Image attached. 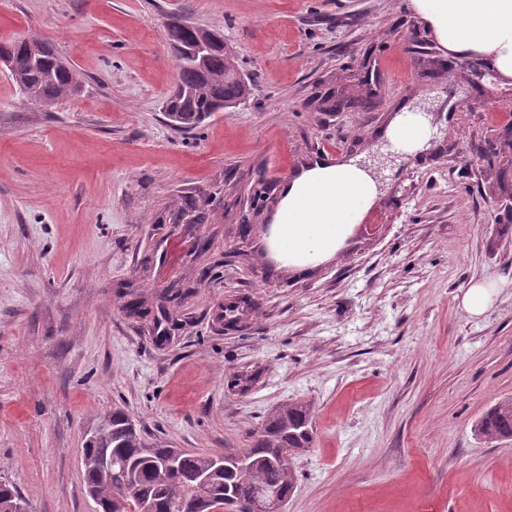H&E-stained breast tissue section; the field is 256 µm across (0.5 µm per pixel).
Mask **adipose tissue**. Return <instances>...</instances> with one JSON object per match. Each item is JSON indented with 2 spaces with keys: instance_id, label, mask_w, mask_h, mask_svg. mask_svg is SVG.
Returning <instances> with one entry per match:
<instances>
[{
  "instance_id": "ef3b65f1",
  "label": "adipose tissue",
  "mask_w": 512,
  "mask_h": 512,
  "mask_svg": "<svg viewBox=\"0 0 512 512\" xmlns=\"http://www.w3.org/2000/svg\"><path fill=\"white\" fill-rule=\"evenodd\" d=\"M439 47L449 56L485 58L512 81V0H411ZM384 136L412 154L431 138L429 121L403 109ZM380 183L374 169L355 161H322L286 185L272 219L269 248L275 258L304 269L334 258L372 208Z\"/></svg>"
}]
</instances>
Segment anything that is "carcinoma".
<instances>
[{
	"mask_svg": "<svg viewBox=\"0 0 512 512\" xmlns=\"http://www.w3.org/2000/svg\"><path fill=\"white\" fill-rule=\"evenodd\" d=\"M166 39L178 68V83L165 102L169 120L181 129H195L216 112L245 104L250 85L241 77L235 57L225 46H212L199 68L190 55L195 42L180 19L166 29ZM16 59L19 90L39 106L76 97L80 74L49 45L37 56L16 41L0 42V58ZM313 406L307 402L283 404L271 411L251 445L242 453H204L176 448L161 438L144 435L120 408L108 413L86 442L81 457L85 486L93 488L101 512H215L225 498L249 502L269 494L282 512L298 483L289 458L310 448L314 441ZM483 439L512 440V398L498 401L476 424ZM112 455V470L101 468L103 456ZM168 467L167 478L157 480L158 468ZM207 475L205 487L199 478ZM19 491L0 480V512H16Z\"/></svg>",
	"mask_w": 512,
	"mask_h": 512,
	"instance_id": "carcinoma-1",
	"label": "carcinoma"
}]
</instances>
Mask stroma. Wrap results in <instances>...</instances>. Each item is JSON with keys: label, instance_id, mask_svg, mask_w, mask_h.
<instances>
[{"label": "stroma", "instance_id": "1", "mask_svg": "<svg viewBox=\"0 0 512 512\" xmlns=\"http://www.w3.org/2000/svg\"><path fill=\"white\" fill-rule=\"evenodd\" d=\"M173 14L223 32L251 89L194 130L162 108ZM21 37L83 77L40 107L0 68V476L35 512H93L82 449L113 408L225 452L296 401L315 437L285 512H512V441L474 431L512 397V83L441 51L410 0H0V42ZM444 98L429 150L380 147L402 104ZM362 154L394 169L376 223L314 268L274 262L285 184ZM191 206L204 223L170 224ZM201 236L172 329L161 259ZM499 285L494 282H477L473 284L463 295L462 306L471 316H480L486 312L492 295Z\"/></svg>", "mask_w": 512, "mask_h": 512}]
</instances>
